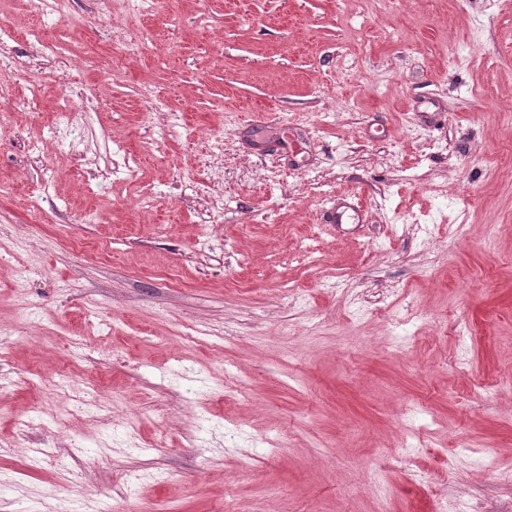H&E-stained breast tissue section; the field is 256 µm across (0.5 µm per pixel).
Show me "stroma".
I'll return each mask as SVG.
<instances>
[{"instance_id":"35a3bbf8","label":"stroma","mask_w":512,"mask_h":512,"mask_svg":"<svg viewBox=\"0 0 512 512\" xmlns=\"http://www.w3.org/2000/svg\"><path fill=\"white\" fill-rule=\"evenodd\" d=\"M38 2L0 0L43 83H0V512H512V0ZM83 85L65 86L62 96L63 104L59 107V112H69L68 115L72 116V112H80L83 109V103L87 99Z\"/></svg>"}]
</instances>
